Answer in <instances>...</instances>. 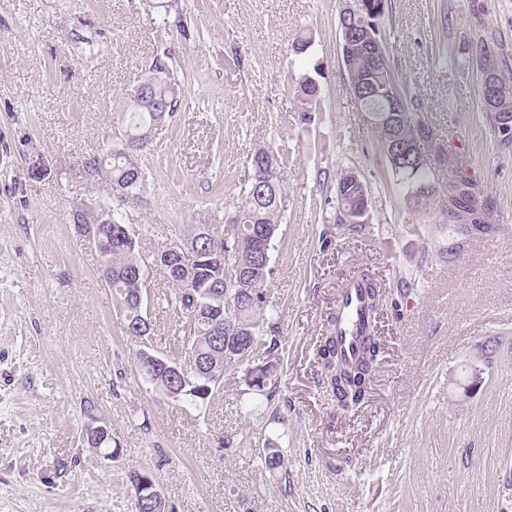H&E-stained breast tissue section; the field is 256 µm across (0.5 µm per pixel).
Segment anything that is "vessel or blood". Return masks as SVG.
Instances as JSON below:
<instances>
[{
    "instance_id": "b4317fda",
    "label": "vessel or blood",
    "mask_w": 512,
    "mask_h": 512,
    "mask_svg": "<svg viewBox=\"0 0 512 512\" xmlns=\"http://www.w3.org/2000/svg\"><path fill=\"white\" fill-rule=\"evenodd\" d=\"M369 299L365 282L357 277L344 279L336 291L335 322L332 334L339 357L354 363L359 359L366 339Z\"/></svg>"
}]
</instances>
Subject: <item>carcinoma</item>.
I'll return each mask as SVG.
<instances>
[{
    "label": "carcinoma",
    "mask_w": 512,
    "mask_h": 512,
    "mask_svg": "<svg viewBox=\"0 0 512 512\" xmlns=\"http://www.w3.org/2000/svg\"><path fill=\"white\" fill-rule=\"evenodd\" d=\"M359 13L345 21L341 28L353 35L363 30L364 20L376 22L388 8V0H362ZM472 60L476 65L489 63L493 68L492 92L499 102L512 111V77L500 65V60L489 43L480 40L472 46ZM151 75L135 86L129 93L130 111L125 113L121 142L112 152L95 155L87 161L93 173H104L112 182V190L123 195L141 193L146 187V172L142 166L131 169L132 160L138 159L147 144V135L167 118L178 112L180 107L179 86L168 63L158 57L152 65ZM349 85L357 86L355 99L360 109L369 114L380 111L386 100L382 93L398 95L401 99L400 119L391 129V134L410 144L432 140L431 148L439 150V135L423 119L419 104L410 97L406 83L391 61L374 65L364 56L353 58L349 68ZM295 93L302 105L303 118L311 112L321 111V89L311 77L304 75L295 86ZM283 157L272 150L260 148L249 159L241 185V202L233 216L226 220L224 239L219 243L198 242L199 249L212 247L220 249L235 262L245 281V290L229 278L226 264L194 262L185 264L183 272H175L165 261H160L166 270L172 288L163 300L174 312L186 315V321L195 329L193 342L187 347L194 350L204 362H219L223 370L242 366L253 355L254 347L249 344L253 335L263 342L267 353L272 354L280 345L278 323L268 317V304L263 288L272 273L270 253L278 236L282 221L281 195L278 172ZM399 174L420 184V192L429 193L426 182L434 176V168L427 163L422 167H410ZM367 192L366 186L349 181L343 172L336 186V216L341 224L354 223L360 205V197ZM81 223L94 225L108 240V247L100 255L98 269L102 280L112 291L117 306L123 314L127 332L133 337L140 335L138 327L148 321L150 300L143 303L135 300L137 291L144 287L131 275L133 266L142 260L139 242L125 240L126 224L120 212H112V221L103 223L98 213L88 212ZM222 292L224 301L232 302L233 316L228 321L215 324L209 310L201 305V292ZM382 353L379 337L370 334L367 347L359 361L348 366L337 357L336 344L331 333L321 337L318 347V385L331 391L338 407L343 411H355L364 404L368 385ZM138 372L143 380L163 395H169L170 385L159 380L163 375L157 364L142 362V354H136Z\"/></svg>",
    "instance_id": "carcinoma-1"
}]
</instances>
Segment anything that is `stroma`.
<instances>
[{
	"label": "stroma",
	"mask_w": 512,
	"mask_h": 512,
	"mask_svg": "<svg viewBox=\"0 0 512 512\" xmlns=\"http://www.w3.org/2000/svg\"><path fill=\"white\" fill-rule=\"evenodd\" d=\"M158 3L0 0V512H132L128 473L142 468L166 512H512V146L468 62L486 35L512 65V0H391L380 21L443 139L437 194L419 204L349 89L348 0ZM158 57L181 106L140 154L147 185L128 200L86 162L116 144L127 95ZM305 74L324 97L307 122L292 92ZM263 147L288 158L265 287L280 348L251 358L270 368L264 388L232 366L206 403L169 399L138 376L140 343L73 211L92 202L160 228L140 236L145 254L190 224L223 233ZM459 164L492 201L495 232L453 250L441 196ZM346 168L369 192L358 232L336 221ZM362 270L383 290V354L367 403L347 413L317 384V349L340 281ZM148 287L152 344L166 354L179 319L157 300L163 269L150 268ZM93 417L110 424L119 458L83 442ZM269 446L284 457L272 471Z\"/></svg>",
	"instance_id": "35a3bbf8"
}]
</instances>
